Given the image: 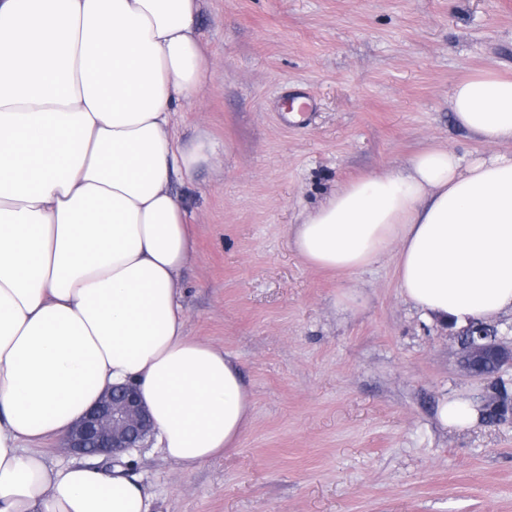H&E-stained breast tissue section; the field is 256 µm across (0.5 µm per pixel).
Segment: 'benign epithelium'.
Listing matches in <instances>:
<instances>
[{"mask_svg":"<svg viewBox=\"0 0 512 512\" xmlns=\"http://www.w3.org/2000/svg\"><path fill=\"white\" fill-rule=\"evenodd\" d=\"M489 327L488 323L473 322L454 333L460 366L481 379V365L488 359L498 373L505 367L512 368V340L488 333ZM482 403L496 411L500 419H512V399L503 402L492 388H487ZM151 431V416L137 391L129 385H114L73 424L63 448L69 455L114 460L145 447Z\"/></svg>","mask_w":512,"mask_h":512,"instance_id":"obj_1","label":"benign epithelium"}]
</instances>
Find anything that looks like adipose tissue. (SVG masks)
<instances>
[{
  "instance_id": "adipose-tissue-1",
  "label": "adipose tissue",
  "mask_w": 512,
  "mask_h": 512,
  "mask_svg": "<svg viewBox=\"0 0 512 512\" xmlns=\"http://www.w3.org/2000/svg\"><path fill=\"white\" fill-rule=\"evenodd\" d=\"M199 0H0V512H156L126 468L51 466L65 435L130 383L165 458L236 448L251 396L232 356L189 336L180 274L195 257L170 190L210 147L171 131L207 80ZM457 124L499 152L433 145L406 169L346 181L290 232L310 266L386 253L426 320L512 311V77L454 84Z\"/></svg>"
}]
</instances>
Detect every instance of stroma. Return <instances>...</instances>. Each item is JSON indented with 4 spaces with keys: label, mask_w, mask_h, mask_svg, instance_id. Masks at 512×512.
Listing matches in <instances>:
<instances>
[{
    "label": "stroma",
    "mask_w": 512,
    "mask_h": 512,
    "mask_svg": "<svg viewBox=\"0 0 512 512\" xmlns=\"http://www.w3.org/2000/svg\"><path fill=\"white\" fill-rule=\"evenodd\" d=\"M197 30L208 81L173 127L215 148L172 182L196 247L185 327L233 356L252 419L194 470L148 446L132 475L158 512H512V422L440 426L441 396L484 384L405 301L392 255L341 274L288 245L345 181L433 144L496 152L448 99L474 71L512 74V0H201Z\"/></svg>",
    "instance_id": "obj_1"
}]
</instances>
